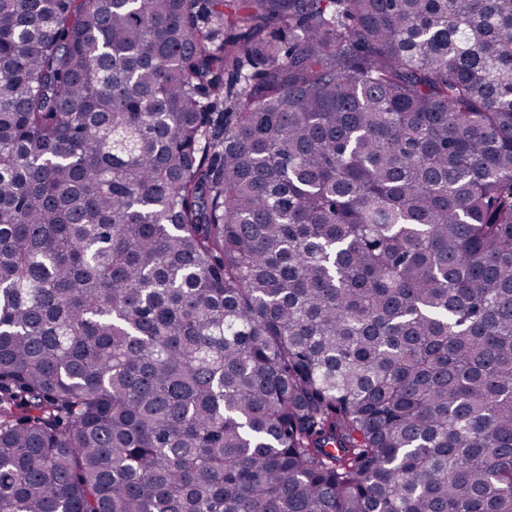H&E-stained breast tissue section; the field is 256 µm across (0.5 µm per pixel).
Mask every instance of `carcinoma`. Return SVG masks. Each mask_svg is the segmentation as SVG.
I'll use <instances>...</instances> for the list:
<instances>
[{
    "label": "carcinoma",
    "mask_w": 512,
    "mask_h": 512,
    "mask_svg": "<svg viewBox=\"0 0 512 512\" xmlns=\"http://www.w3.org/2000/svg\"><path fill=\"white\" fill-rule=\"evenodd\" d=\"M0 512H512V0H0Z\"/></svg>",
    "instance_id": "1"
}]
</instances>
